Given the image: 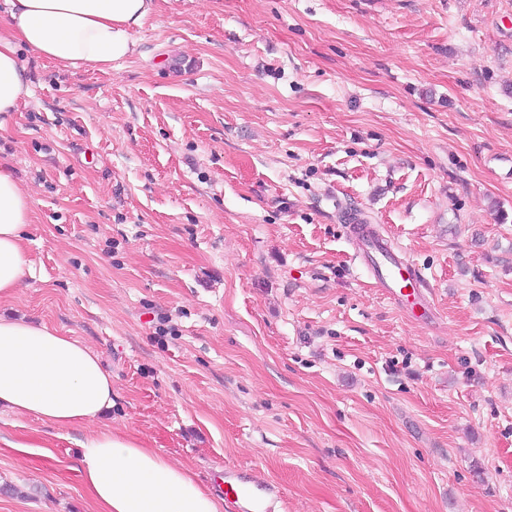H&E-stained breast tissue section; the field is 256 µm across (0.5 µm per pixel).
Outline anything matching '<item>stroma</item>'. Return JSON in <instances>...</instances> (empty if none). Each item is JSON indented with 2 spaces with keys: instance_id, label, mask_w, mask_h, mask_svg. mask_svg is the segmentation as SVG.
<instances>
[{
  "instance_id": "obj_1",
  "label": "stroma",
  "mask_w": 512,
  "mask_h": 512,
  "mask_svg": "<svg viewBox=\"0 0 512 512\" xmlns=\"http://www.w3.org/2000/svg\"><path fill=\"white\" fill-rule=\"evenodd\" d=\"M102 69L25 55L0 315L112 374L102 424L276 512H512V0H157ZM358 213L422 271L376 288ZM91 426L0 410V512H96ZM47 446L49 456L13 445ZM31 219L30 195L13 170L0 164V298L11 296L25 274L24 242Z\"/></svg>"
}]
</instances>
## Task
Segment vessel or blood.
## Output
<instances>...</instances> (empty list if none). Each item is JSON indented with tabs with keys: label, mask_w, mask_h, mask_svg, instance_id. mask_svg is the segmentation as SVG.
Wrapping results in <instances>:
<instances>
[{
	"label": "vessel or blood",
	"mask_w": 512,
	"mask_h": 512,
	"mask_svg": "<svg viewBox=\"0 0 512 512\" xmlns=\"http://www.w3.org/2000/svg\"><path fill=\"white\" fill-rule=\"evenodd\" d=\"M350 235L358 242V260L371 273L376 287L400 305L419 309L421 319H429L433 305L419 269L409 258L396 253L390 240L365 224H353ZM225 499L233 502L237 512H274L273 504L280 491L270 484L253 479L243 469H228L221 483Z\"/></svg>",
	"instance_id": "1"
}]
</instances>
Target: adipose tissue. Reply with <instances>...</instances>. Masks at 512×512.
<instances>
[{
    "label": "adipose tissue",
    "mask_w": 512,
    "mask_h": 512,
    "mask_svg": "<svg viewBox=\"0 0 512 512\" xmlns=\"http://www.w3.org/2000/svg\"><path fill=\"white\" fill-rule=\"evenodd\" d=\"M0 17V115L30 87L20 50L56 64L107 66L132 53L133 28L154 0H5ZM32 201L0 164V298L26 271ZM57 427L92 424L112 407V375L97 353L56 328L0 317V408ZM82 481L98 512H224V500L195 475L141 440L109 429L82 445Z\"/></svg>",
    "instance_id": "adipose-tissue-1"
}]
</instances>
